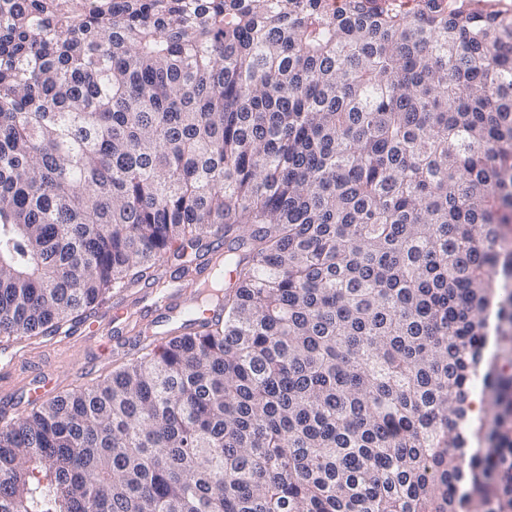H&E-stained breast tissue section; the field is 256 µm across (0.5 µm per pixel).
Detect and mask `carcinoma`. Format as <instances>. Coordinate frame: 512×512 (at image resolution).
<instances>
[{"label":"carcinoma","instance_id":"cac0c4a2","mask_svg":"<svg viewBox=\"0 0 512 512\" xmlns=\"http://www.w3.org/2000/svg\"><path fill=\"white\" fill-rule=\"evenodd\" d=\"M211 238L222 317L0 425V512H512V18L0 0V336Z\"/></svg>","mask_w":512,"mask_h":512}]
</instances>
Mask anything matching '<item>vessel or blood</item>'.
I'll use <instances>...</instances> for the list:
<instances>
[{"label":"vessel or blood","instance_id":"b4317fda","mask_svg":"<svg viewBox=\"0 0 512 512\" xmlns=\"http://www.w3.org/2000/svg\"><path fill=\"white\" fill-rule=\"evenodd\" d=\"M195 300L192 288L182 286L178 281H163L153 286L151 302L144 313L131 312L123 299H116L113 307L104 315L90 317L81 326L80 334L84 343L95 351L104 352L119 345L124 336H141L142 332L153 331L157 320L180 317ZM42 352L26 347L10 354L0 364V412L13 413L16 396L27 397L37 402L54 393L59 380L55 372L43 366Z\"/></svg>","mask_w":512,"mask_h":512}]
</instances>
